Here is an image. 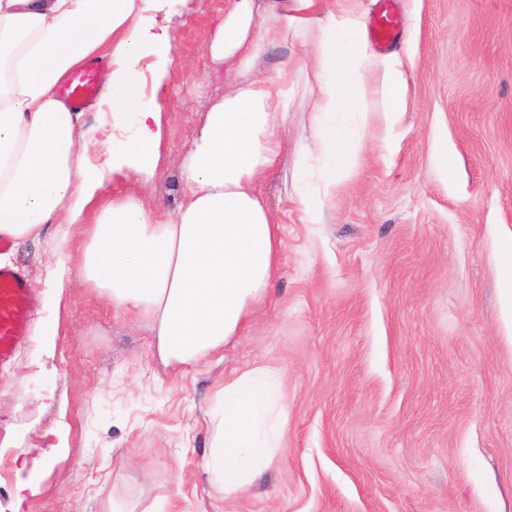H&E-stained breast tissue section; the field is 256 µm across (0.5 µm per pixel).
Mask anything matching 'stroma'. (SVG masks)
<instances>
[{
    "mask_svg": "<svg viewBox=\"0 0 512 512\" xmlns=\"http://www.w3.org/2000/svg\"><path fill=\"white\" fill-rule=\"evenodd\" d=\"M231 0L167 4L169 63L137 65L160 110L153 168L114 169L83 215L135 194L172 209L179 167L206 108L224 96L208 46ZM395 52L410 50L408 108L393 128L373 113L357 162L322 224L290 201L294 146L309 142L301 100L282 131L290 149L261 189L283 226L270 302L222 361L164 365L146 323L114 318L107 295L75 283L47 302L57 260L78 243L46 232L19 249L18 275L54 351L30 336L0 371V512H512V305L500 258L512 242V0H400ZM455 161L433 166L437 147ZM284 372L282 446L239 503L204 478L207 411L230 370ZM65 452L52 466V446ZM41 491L17 500L23 472Z\"/></svg>",
    "mask_w": 512,
    "mask_h": 512,
    "instance_id": "obj_1",
    "label": "stroma"
}]
</instances>
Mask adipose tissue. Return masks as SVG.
I'll return each mask as SVG.
<instances>
[{
	"instance_id": "1",
	"label": "adipose tissue",
	"mask_w": 512,
	"mask_h": 512,
	"mask_svg": "<svg viewBox=\"0 0 512 512\" xmlns=\"http://www.w3.org/2000/svg\"><path fill=\"white\" fill-rule=\"evenodd\" d=\"M158 0H0V236L14 246L39 240L54 225L62 241L83 240V260L58 264L47 285L78 279L105 291L115 316L145 321L168 365L194 366L222 356L269 300L283 239L260 191L285 148L292 74L306 77L312 141L300 165L296 201L319 224L336 186L356 161L355 138L370 108L362 88L369 64L362 15L324 9L322 0H235L209 44L212 62L232 65L222 99L211 103L179 171L182 196L168 211L146 210L132 195L113 198L95 223L82 221L106 171L149 168L158 107L144 100L135 66L161 53L164 35L144 19ZM295 36L314 47L315 63L257 75L266 46ZM110 69L99 106L131 120L134 138L110 139L92 163L82 115L53 89L88 59ZM374 89L387 125L407 109V78L398 58L385 61ZM204 457L208 483L234 502L263 477L287 419L282 374L265 362L221 380L208 413Z\"/></svg>"
}]
</instances>
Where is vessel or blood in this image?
<instances>
[{
    "label": "vessel or blood",
    "instance_id": "vessel-or-blood-1",
    "mask_svg": "<svg viewBox=\"0 0 512 512\" xmlns=\"http://www.w3.org/2000/svg\"><path fill=\"white\" fill-rule=\"evenodd\" d=\"M396 0H377L368 24V36L379 48L390 47L398 36ZM104 70L88 63L64 75L55 87L56 97L69 109L81 110L101 91ZM35 298L28 284L12 270L0 268V363L9 361L27 338Z\"/></svg>",
    "mask_w": 512,
    "mask_h": 512
}]
</instances>
